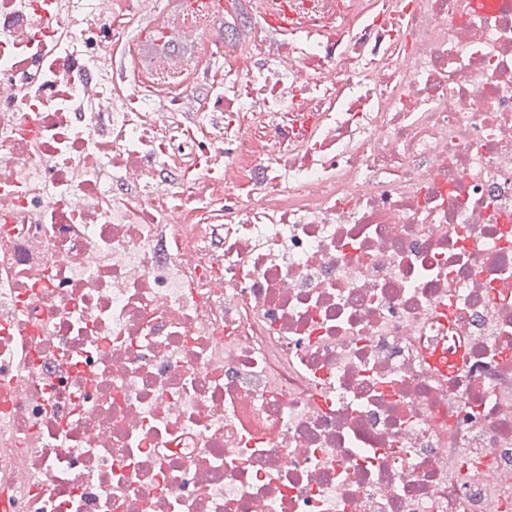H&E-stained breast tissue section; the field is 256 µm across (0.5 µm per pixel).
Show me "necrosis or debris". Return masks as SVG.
Returning a JSON list of instances; mask_svg holds the SVG:
<instances>
[{
	"instance_id": "4bbe7bcc",
	"label": "necrosis or debris",
	"mask_w": 512,
	"mask_h": 512,
	"mask_svg": "<svg viewBox=\"0 0 512 512\" xmlns=\"http://www.w3.org/2000/svg\"><path fill=\"white\" fill-rule=\"evenodd\" d=\"M285 3L0 0V512H512V0ZM267 16L276 30V33L286 35L292 30V25L288 22V10L282 0H268L265 5Z\"/></svg>"
}]
</instances>
